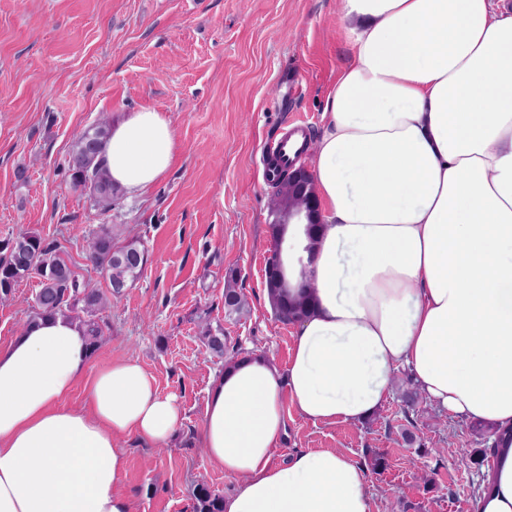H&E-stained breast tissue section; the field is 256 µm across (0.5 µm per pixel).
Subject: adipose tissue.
I'll return each instance as SVG.
<instances>
[{
  "label": "adipose tissue",
  "mask_w": 512,
  "mask_h": 512,
  "mask_svg": "<svg viewBox=\"0 0 512 512\" xmlns=\"http://www.w3.org/2000/svg\"><path fill=\"white\" fill-rule=\"evenodd\" d=\"M352 48L312 154L321 230L278 226L283 284L313 300L280 366L215 373L200 442L236 477L224 512H373L333 448L278 464L286 407L357 425L407 369L429 400L496 432L472 512H512V13L495 0H341ZM170 123L127 114L102 160L138 194L170 169ZM82 390L84 404L69 400ZM183 422L138 362L91 366L84 327L45 319L0 346V512H133L122 442Z\"/></svg>",
  "instance_id": "obj_1"
}]
</instances>
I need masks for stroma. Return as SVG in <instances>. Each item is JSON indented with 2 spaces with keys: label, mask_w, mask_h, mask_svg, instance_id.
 <instances>
[{
  "label": "stroma",
  "mask_w": 512,
  "mask_h": 512,
  "mask_svg": "<svg viewBox=\"0 0 512 512\" xmlns=\"http://www.w3.org/2000/svg\"><path fill=\"white\" fill-rule=\"evenodd\" d=\"M350 54L338 0H0V240L36 232L103 290L85 252L99 225L148 250L143 276L98 313L103 336L92 356L96 365L137 360L184 413L165 446L126 443L119 488L134 512H194L197 481L220 495L236 485L199 442L210 378L224 368L204 331L287 365L294 326L276 319L264 287L272 185L261 152L295 121L319 135L324 99ZM142 108L170 122L174 163L147 191L98 211L71 187L74 139ZM232 270L248 304L240 317L224 309ZM38 290L31 278L0 302V346L25 326ZM492 441L488 427L427 399L408 408L395 391L355 426L289 412L274 459L336 448L364 467L378 512H471L479 451Z\"/></svg>",
  "instance_id": "35a3bbf8"
}]
</instances>
